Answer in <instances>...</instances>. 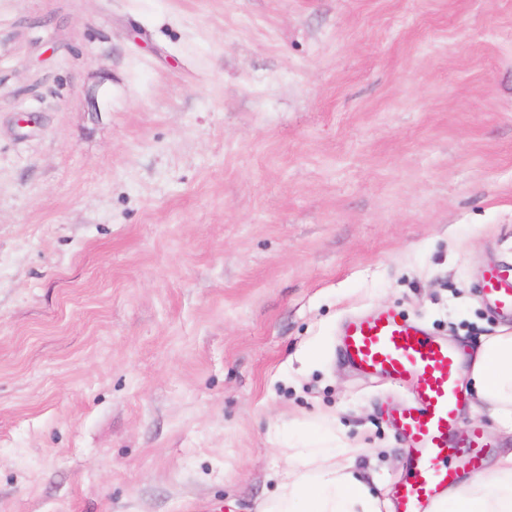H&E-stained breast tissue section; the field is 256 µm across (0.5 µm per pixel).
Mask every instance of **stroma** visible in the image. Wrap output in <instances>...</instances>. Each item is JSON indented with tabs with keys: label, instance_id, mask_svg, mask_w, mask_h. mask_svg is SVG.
<instances>
[{
	"label": "stroma",
	"instance_id": "obj_1",
	"mask_svg": "<svg viewBox=\"0 0 512 512\" xmlns=\"http://www.w3.org/2000/svg\"><path fill=\"white\" fill-rule=\"evenodd\" d=\"M497 264L512 0H0V512H259L324 419L391 498L339 326L476 350Z\"/></svg>",
	"mask_w": 512,
	"mask_h": 512
}]
</instances>
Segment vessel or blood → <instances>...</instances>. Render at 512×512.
I'll return each instance as SVG.
<instances>
[{"mask_svg":"<svg viewBox=\"0 0 512 512\" xmlns=\"http://www.w3.org/2000/svg\"><path fill=\"white\" fill-rule=\"evenodd\" d=\"M483 298L499 313L512 314V268L489 267ZM340 354L366 375L412 383L416 408L394 420L407 448L410 475L393 492V512H428L459 472H484L487 445L477 433L453 439L466 404L461 375L464 353L425 334L399 312L386 310L347 321Z\"/></svg>","mask_w":512,"mask_h":512,"instance_id":"1","label":"vessel or blood"}]
</instances>
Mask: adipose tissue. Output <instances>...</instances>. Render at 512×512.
I'll list each match as a JSON object with an SVG mask.
<instances>
[{
    "label": "adipose tissue",
    "mask_w": 512,
    "mask_h": 512,
    "mask_svg": "<svg viewBox=\"0 0 512 512\" xmlns=\"http://www.w3.org/2000/svg\"><path fill=\"white\" fill-rule=\"evenodd\" d=\"M470 379L475 398L512 421V331L488 338L473 354ZM351 451L335 432L319 427L309 447L289 449L288 467L275 472L276 490L260 512H381L350 465L335 462ZM430 512H512V453L486 475L449 488Z\"/></svg>",
    "instance_id": "adipose-tissue-1"
}]
</instances>
